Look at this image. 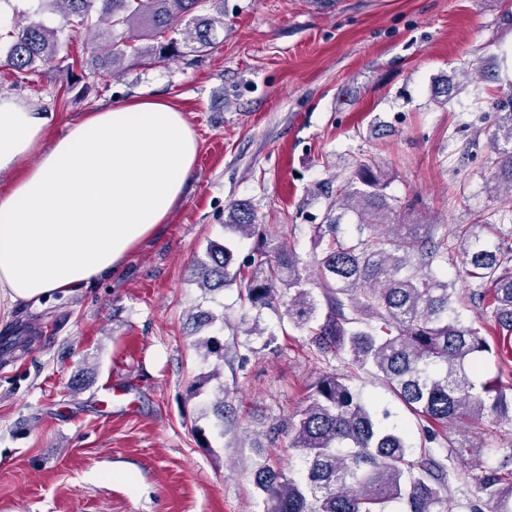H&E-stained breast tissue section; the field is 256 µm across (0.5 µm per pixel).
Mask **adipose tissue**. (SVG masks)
Listing matches in <instances>:
<instances>
[{
	"mask_svg": "<svg viewBox=\"0 0 512 512\" xmlns=\"http://www.w3.org/2000/svg\"><path fill=\"white\" fill-rule=\"evenodd\" d=\"M47 125L0 95V324L118 273L165 224L198 154L182 112L151 97L88 113L52 141Z\"/></svg>",
	"mask_w": 512,
	"mask_h": 512,
	"instance_id": "adipose-tissue-1",
	"label": "adipose tissue"
}]
</instances>
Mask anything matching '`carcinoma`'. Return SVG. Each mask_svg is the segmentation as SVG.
Returning <instances> with one entry per match:
<instances>
[{
	"instance_id": "carcinoma-1",
	"label": "carcinoma",
	"mask_w": 512,
	"mask_h": 512,
	"mask_svg": "<svg viewBox=\"0 0 512 512\" xmlns=\"http://www.w3.org/2000/svg\"><path fill=\"white\" fill-rule=\"evenodd\" d=\"M59 9L65 25L97 32L102 42L88 44L97 75L108 78L125 61L159 64L200 56L216 47L224 15L203 13L207 0H47ZM4 62L18 74L54 64L58 30L36 20L12 22ZM494 138L512 143V112L498 117ZM494 180L512 193V150L501 154ZM330 208L356 216L357 236L340 235L332 216L313 226L321 249L316 277L292 246L271 239L244 204L230 207L224 228L241 239L255 240L242 263L232 265L233 251L212 243L195 269L198 285L209 291L237 288L253 312L235 325L208 312L193 314L195 328L221 323L228 335L194 341L204 358L224 365L240 346V333L267 335L261 319L272 310L308 337L318 357L332 355L366 369L415 415L447 429L448 455L434 457L429 444L436 433L423 432L424 446L410 459L405 433L385 428L372 402L355 392L349 380L326 372L311 385L306 404L291 418L270 427L267 437L288 434L289 447L302 458L304 477L295 480L260 466L256 488L266 495L268 512H387L400 503L404 512H451L448 464L481 460L486 449L473 445L457 427L491 417L512 425V226L479 216L455 224L440 237L431 225L414 219V205L399 208L380 193L373 166L358 165L355 179L330 193ZM460 259L474 288L460 295L435 269L448 255ZM489 310L495 335L462 317L465 302ZM485 353L500 361L494 383L473 380ZM213 402L215 427L229 420V390L219 386ZM512 447L499 468L479 478L490 512H512Z\"/></svg>"
}]
</instances>
